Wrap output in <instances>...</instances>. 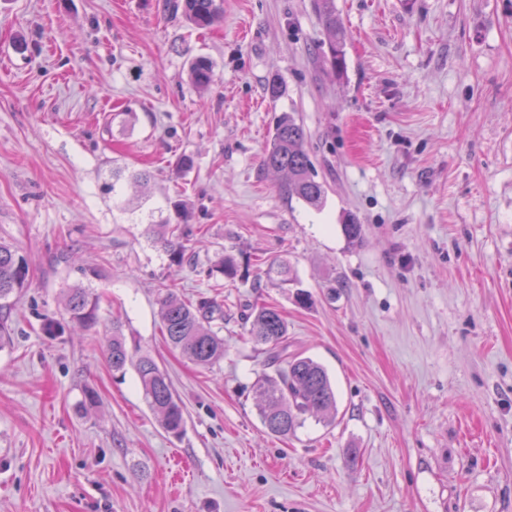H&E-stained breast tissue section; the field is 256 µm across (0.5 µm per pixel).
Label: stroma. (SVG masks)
<instances>
[{
  "label": "stroma",
  "instance_id": "1",
  "mask_svg": "<svg viewBox=\"0 0 512 512\" xmlns=\"http://www.w3.org/2000/svg\"><path fill=\"white\" fill-rule=\"evenodd\" d=\"M335 4L340 72L315 0H224L210 30L172 0H0V242L31 280L0 310V512H512V0ZM200 56L216 74L203 92ZM284 112L305 126L322 209L262 170ZM179 196L181 268L147 233ZM223 255L288 260L296 282L212 274ZM76 285L99 296L93 328L60 302ZM162 287L221 306L223 361L166 346ZM262 304L289 352L327 369L334 423L285 439L262 425L266 356L245 320ZM116 324L167 372L181 437L135 372L113 376ZM189 77L196 89H207L215 81L212 62L206 57L196 58L190 65Z\"/></svg>",
  "mask_w": 512,
  "mask_h": 512
}]
</instances>
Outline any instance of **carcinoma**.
<instances>
[{"label": "carcinoma", "mask_w": 512, "mask_h": 512, "mask_svg": "<svg viewBox=\"0 0 512 512\" xmlns=\"http://www.w3.org/2000/svg\"><path fill=\"white\" fill-rule=\"evenodd\" d=\"M325 30L329 35L328 62L333 69L344 65L345 53L340 36L333 0H316ZM182 14L197 28H207L223 15V0H182ZM192 85L204 90L215 81L212 62L196 58L190 65ZM307 132L294 112L282 113L275 124L270 147L262 161L263 171L279 179L280 191L289 199H296L320 209L326 197L325 183L318 179L305 150ZM176 223L165 219L149 227L153 244L160 246L178 268L192 264L187 252L189 202L173 204ZM216 271L228 279L246 278L240 273L234 258H221ZM269 281L286 288L295 281L293 270L285 259L264 262L261 270ZM29 286L28 265L19 250L0 243V305ZM161 330L168 346L193 364L207 368L224 359L226 343L222 327L216 320H224L223 310L209 299L196 303L183 299L169 288L158 292ZM65 309L70 321L86 327L98 322V297L90 288L74 286L64 295ZM249 340L261 347L267 365L273 372L260 375L253 385L257 408L267 432L286 439L308 417L335 419L336 396L324 366L311 357L288 353V326L280 311L267 305L255 306L247 316ZM108 363L113 375L125 376L133 369L138 377L143 398L149 410L156 415L163 429L179 438L185 431L184 408L176 395L166 372L148 354L128 347L120 326L112 325L108 340Z\"/></svg>", "instance_id": "carcinoma-1"}]
</instances>
